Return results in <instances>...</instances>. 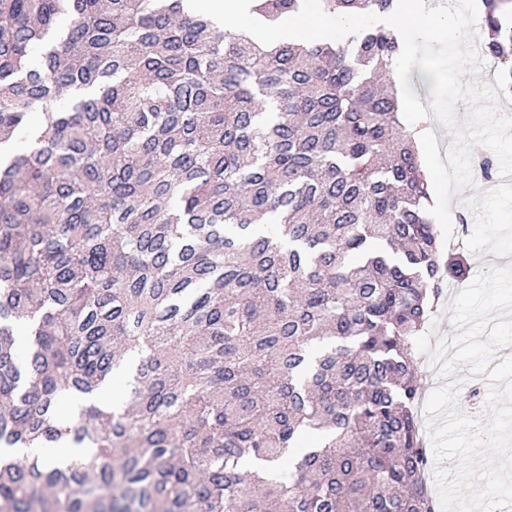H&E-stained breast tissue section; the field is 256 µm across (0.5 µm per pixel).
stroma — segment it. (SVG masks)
Segmentation results:
<instances>
[{"instance_id":"stroma-1","label":"stroma","mask_w":512,"mask_h":512,"mask_svg":"<svg viewBox=\"0 0 512 512\" xmlns=\"http://www.w3.org/2000/svg\"><path fill=\"white\" fill-rule=\"evenodd\" d=\"M469 264L463 288L444 298L418 342L421 360L437 368L434 377L421 379L417 415L436 469V512L465 498L477 512H512V256L478 253ZM452 377L482 380L486 402L478 418L493 430L496 446L474 434L465 393L448 391ZM493 468L510 485L502 497L487 500L478 487Z\"/></svg>"}]
</instances>
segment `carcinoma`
<instances>
[{"label":"carcinoma","mask_w":512,"mask_h":512,"mask_svg":"<svg viewBox=\"0 0 512 512\" xmlns=\"http://www.w3.org/2000/svg\"><path fill=\"white\" fill-rule=\"evenodd\" d=\"M480 6L512 71V9ZM400 49L0 0V145L27 141L0 154V449H86L0 457V512H435L417 340L468 263L383 82ZM124 369L122 404L66 408Z\"/></svg>","instance_id":"cac0c4a2"}]
</instances>
